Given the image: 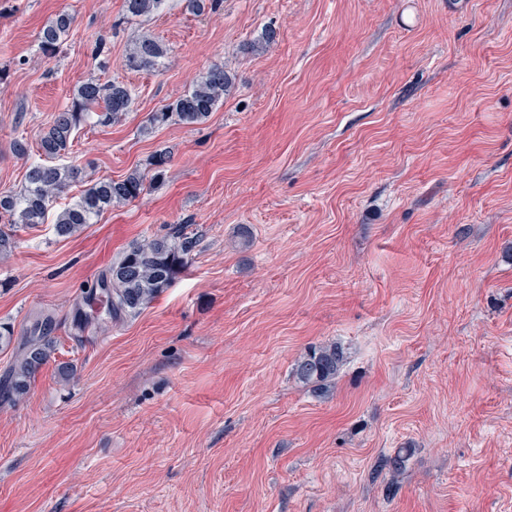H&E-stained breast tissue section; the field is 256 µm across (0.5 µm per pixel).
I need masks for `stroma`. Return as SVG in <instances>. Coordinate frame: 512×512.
<instances>
[{
  "label": "stroma",
  "mask_w": 512,
  "mask_h": 512,
  "mask_svg": "<svg viewBox=\"0 0 512 512\" xmlns=\"http://www.w3.org/2000/svg\"><path fill=\"white\" fill-rule=\"evenodd\" d=\"M145 34L167 53L135 69ZM216 64L233 85L207 121L149 128ZM89 79L133 104L70 157L113 179L169 162L0 260V323H57L0 401V512H512V0H0V193ZM174 224L198 242L169 288L79 324L86 286ZM326 342L344 363L322 395L293 368ZM72 23L73 17L67 12H61L43 30L40 44L45 57H50L56 52L62 42V36L69 32Z\"/></svg>",
  "instance_id": "1"
}]
</instances>
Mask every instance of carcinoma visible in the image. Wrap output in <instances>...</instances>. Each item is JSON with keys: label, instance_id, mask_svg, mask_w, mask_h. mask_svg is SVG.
<instances>
[{"label": "carcinoma", "instance_id": "1", "mask_svg": "<svg viewBox=\"0 0 512 512\" xmlns=\"http://www.w3.org/2000/svg\"><path fill=\"white\" fill-rule=\"evenodd\" d=\"M162 0H125L124 7L134 17L148 16ZM73 23L67 12L59 13L42 32L40 44L44 56L53 55ZM165 53L163 45L153 36L144 35L136 42L131 62L139 68H151ZM230 73L222 65L210 67L184 95L151 114L152 126L169 123L195 125L203 123L223 100L231 86ZM130 89L121 83H99L88 80L78 86L67 109L59 112L53 124L43 132L38 152L45 161L32 162L19 191L0 195V256L9 257L15 248L14 232L18 227H35L45 223V217L56 199L72 184L84 181V169L75 163L56 164L65 155L73 133L93 110L97 122L107 125L117 121L131 108ZM168 157L155 155L150 163L153 175L138 169L123 179L90 180L78 199L57 213L54 230L69 236L81 226L93 223L114 204H129L140 197L147 179L159 178ZM196 247V237L177 224L162 237L145 239L130 245L112 262L105 274L90 285L87 297L101 306L107 318L118 321L135 316L168 288L179 271L187 264ZM52 317L41 314L27 335L20 337L15 355L0 377V396L8 401L23 398L32 381L56 351L51 336ZM344 362V351L335 342L315 346L296 359L294 375L305 386L315 390L328 388L336 379Z\"/></svg>", "mask_w": 512, "mask_h": 512}]
</instances>
